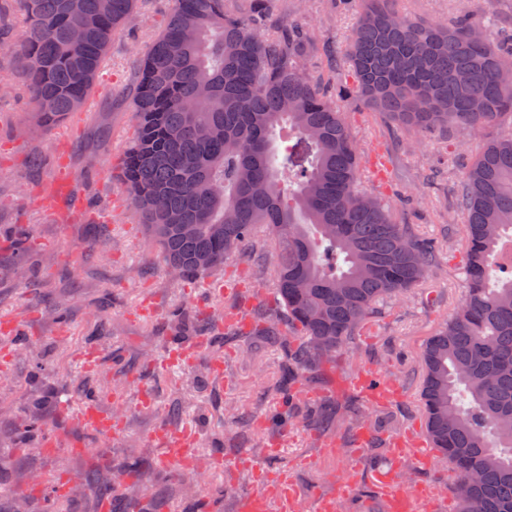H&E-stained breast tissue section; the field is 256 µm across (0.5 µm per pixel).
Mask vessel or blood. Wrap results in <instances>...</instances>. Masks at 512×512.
Wrapping results in <instances>:
<instances>
[{
  "label": "vessel or blood",
  "mask_w": 512,
  "mask_h": 512,
  "mask_svg": "<svg viewBox=\"0 0 512 512\" xmlns=\"http://www.w3.org/2000/svg\"><path fill=\"white\" fill-rule=\"evenodd\" d=\"M353 386L360 389L370 400L387 403L398 396L396 387L373 374L363 373L351 377ZM80 418L84 425L103 436L111 435L116 424L111 415L106 413L99 401L94 398L85 399ZM194 436L192 427L180 429H162L155 436L161 443L162 452L159 462L162 468L180 464L190 459L188 448ZM414 452L420 470H429L433 462V449L429 441L416 438L406 440L395 437L391 440L389 462L386 467L375 469L373 493L381 502L384 512H417V506L432 496L431 486L424 481L415 483L411 490H401L397 483L398 462L407 452ZM276 499L281 512H299L300 494L296 484L284 476H270L260 482L258 490L248 494L243 501V512H267L269 499Z\"/></svg>",
  "instance_id": "obj_1"
}]
</instances>
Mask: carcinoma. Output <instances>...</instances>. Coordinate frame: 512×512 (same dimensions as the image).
I'll return each mask as SVG.
<instances>
[{"instance_id": "1", "label": "carcinoma", "mask_w": 512, "mask_h": 512, "mask_svg": "<svg viewBox=\"0 0 512 512\" xmlns=\"http://www.w3.org/2000/svg\"><path fill=\"white\" fill-rule=\"evenodd\" d=\"M18 58L45 129L84 111L112 35L138 0H20ZM133 85L135 137L118 167L133 215L167 268L200 275L266 228L276 249L280 313L263 335L287 349L277 389L291 408L360 325L418 287L431 241L397 222L391 200L363 185L342 99L307 71L311 36L264 34L270 0H172ZM347 49L353 95L422 143L450 127L511 130L489 139L459 176L464 296L422 347L425 430L453 474L460 512H512V39L493 43L470 14L411 19L393 0H360ZM75 29L84 38H71ZM282 125L294 141L281 148ZM33 239L22 224L11 245ZM502 276L489 286L492 268ZM377 447L393 437L384 409L336 404ZM43 434L31 414L15 436Z\"/></svg>"}]
</instances>
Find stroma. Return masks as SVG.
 Instances as JSON below:
<instances>
[{
    "label": "stroma",
    "mask_w": 512,
    "mask_h": 512,
    "mask_svg": "<svg viewBox=\"0 0 512 512\" xmlns=\"http://www.w3.org/2000/svg\"><path fill=\"white\" fill-rule=\"evenodd\" d=\"M400 12L413 18L455 22L463 13L483 14L485 0H396ZM169 0H140L138 13L112 38L100 80L77 120H65L51 130L39 127L33 115L26 81L13 51H0V77L11 85L0 94V239L9 238L13 225H28L40 244L37 251L16 258L0 250V268L22 260L37 283L0 277V322L14 320L35 343L41 374L31 361L14 353L6 360L8 376L0 381V512H12L26 497L30 512H42V495L31 492L30 474L56 481L72 479L66 512H100L102 498L121 512L129 498L161 496V512H195L197 499L211 500V512H238V500L256 487L258 471L283 472L291 477L304 502L332 494L350 464L348 449L356 430L346 423L322 429L302 415L288 414L276 381L286 364L280 347L246 333L205 329L193 331L203 347L187 368L166 367L172 341L173 312L195 318L206 303L214 320L225 312L245 308L251 321L272 320L270 281L261 266H272L275 254L265 230L254 245L228 259L216 271L180 278L161 262L141 224L127 206L125 187L113 164L135 134L131 83L138 61L162 28ZM360 13L359 0H274L268 34L284 24L302 27L316 40L319 51L307 67L326 69L325 50L336 53V70H346V50ZM353 135L361 151L366 187L382 189L394 203L396 218L429 239L438 264L425 283L406 296L388 302L362 327L354 352L344 354L327 374L340 382L338 397L363 404L358 391L346 388L347 377L362 370L397 383L401 398L387 404L396 434L424 431L419 400L420 351L450 317L463 295L461 238H449L457 223L445 206L453 195L457 171L468 165L479 147L498 135V128L462 130L455 127L427 137L412 147L406 134L382 124L362 105H346ZM459 142L456 167H449L445 148ZM45 164L30 168L32 155ZM383 158L393 176L380 184L374 158ZM69 182L81 194V204L106 213L104 222L55 202L58 181ZM152 297L159 314L150 320L134 318L143 297ZM99 353L100 363L85 370V352ZM222 359L224 372L214 376L210 365ZM121 397H114L113 388ZM93 390L121 423L119 433L105 437L84 426L79 418L82 395ZM45 397L42 418L56 448L45 452L20 448L12 431L29 413L32 392ZM148 393L151 408L137 398ZM196 427L193 443L202 468L181 467L167 482L144 479L142 485L117 487L113 473L126 461L154 467L160 449L154 433L163 426ZM277 454H268L271 442ZM223 466H213L216 456ZM97 470L102 489L86 486V469ZM427 479L437 498L425 512H458L448 465L436 460L429 474L405 462L401 486Z\"/></svg>",
    "instance_id": "35a3bbf8"
}]
</instances>
